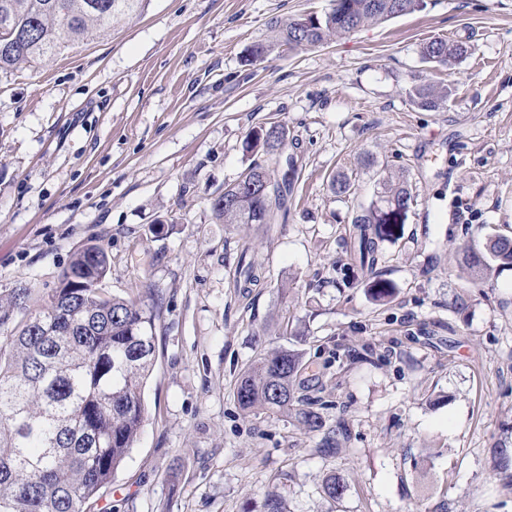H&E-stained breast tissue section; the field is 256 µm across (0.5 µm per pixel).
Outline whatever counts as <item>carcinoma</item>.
Masks as SVG:
<instances>
[{
  "instance_id": "1",
  "label": "carcinoma",
  "mask_w": 512,
  "mask_h": 512,
  "mask_svg": "<svg viewBox=\"0 0 512 512\" xmlns=\"http://www.w3.org/2000/svg\"><path fill=\"white\" fill-rule=\"evenodd\" d=\"M0 0V70L35 63L68 42L104 32L144 10L146 0ZM317 18L279 25L278 39L288 49L315 46L369 23L421 11L426 0H332ZM430 62L460 60V41L433 39L421 49ZM450 88L415 83L409 100L426 110L448 101ZM287 129L273 124L249 135L246 149L279 155ZM256 188L224 187V202H213L220 224H274L287 215L295 168L276 179L254 162L246 170ZM331 189L356 194L355 180L341 172ZM415 202L401 176L379 180V190L358 206L355 260L368 271L380 247L398 239ZM512 264V235L489 236L464 252L463 273L480 282L496 265ZM110 269L107 251L88 243L77 249L60 273L58 285L44 294L31 287L0 295V512H95L112 477L123 465L146 419L144 386L155 366V315L141 301L102 288ZM261 281L255 263L242 253L235 282L252 288ZM375 302L394 294L380 278L368 283ZM304 369L303 353L281 347L261 355L238 379L236 399L246 413L285 414L309 433L326 425L323 415L295 396ZM343 479L328 475L323 493L342 499Z\"/></svg>"
}]
</instances>
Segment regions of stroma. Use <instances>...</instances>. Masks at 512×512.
<instances>
[{"mask_svg":"<svg viewBox=\"0 0 512 512\" xmlns=\"http://www.w3.org/2000/svg\"><path fill=\"white\" fill-rule=\"evenodd\" d=\"M331 0H149L114 30L0 72V293L55 288L86 242L111 258L114 295L155 314L147 418L103 507L110 512H512L495 466L512 458V267L472 283L461 250L512 226V0L425 10L315 47L275 24ZM467 43L426 62L423 43ZM267 48L252 56L255 45ZM449 85L444 108L412 82ZM280 124L296 162L288 220L220 224L211 202ZM415 197L375 273L353 260L358 203L379 171ZM344 172L357 195L340 198ZM263 274L234 285L240 253ZM293 347L297 394L337 447L234 395L258 355ZM340 475V502L322 492ZM450 88H436L428 84H412L407 92L409 100L426 110H436L448 101Z\"/></svg>","mask_w":512,"mask_h":512,"instance_id":"35a3bbf8","label":"stroma"}]
</instances>
